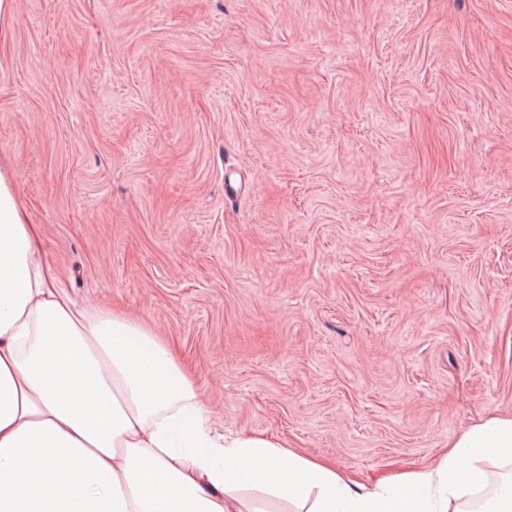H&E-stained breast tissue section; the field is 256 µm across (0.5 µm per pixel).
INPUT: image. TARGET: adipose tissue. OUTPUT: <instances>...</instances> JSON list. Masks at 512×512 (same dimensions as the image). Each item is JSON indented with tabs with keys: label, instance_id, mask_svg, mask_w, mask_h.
Returning <instances> with one entry per match:
<instances>
[{
	"label": "adipose tissue",
	"instance_id": "obj_1",
	"mask_svg": "<svg viewBox=\"0 0 512 512\" xmlns=\"http://www.w3.org/2000/svg\"><path fill=\"white\" fill-rule=\"evenodd\" d=\"M492 465L512 466V418L371 486L224 436L154 331L53 282L0 171V512H257L245 484L307 512H464Z\"/></svg>",
	"mask_w": 512,
	"mask_h": 512
}]
</instances>
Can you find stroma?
I'll use <instances>...</instances> for the list:
<instances>
[{
    "label": "stroma",
    "mask_w": 512,
    "mask_h": 512,
    "mask_svg": "<svg viewBox=\"0 0 512 512\" xmlns=\"http://www.w3.org/2000/svg\"><path fill=\"white\" fill-rule=\"evenodd\" d=\"M0 166L226 436L372 483L512 417V0H14Z\"/></svg>",
    "instance_id": "obj_1"
}]
</instances>
